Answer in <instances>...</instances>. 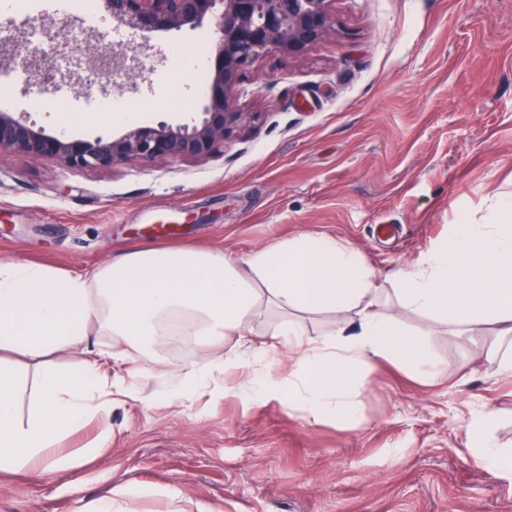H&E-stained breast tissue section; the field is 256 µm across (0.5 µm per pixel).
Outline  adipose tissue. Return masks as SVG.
<instances>
[{"label":"adipose tissue","mask_w":512,"mask_h":512,"mask_svg":"<svg viewBox=\"0 0 512 512\" xmlns=\"http://www.w3.org/2000/svg\"><path fill=\"white\" fill-rule=\"evenodd\" d=\"M399 305L465 329L481 343L494 324L498 366L512 373V195L496 196L491 217L453 224L394 290ZM283 320L251 344L269 311ZM329 313L341 327L308 339L305 316ZM156 351L187 336L203 350L234 338L239 351L178 367L179 399L240 372L235 391L304 410L313 422L360 421L358 374L381 361L427 374L434 364L422 330L404 329L382 303L374 273L349 241L303 233L234 262L195 247L139 248L93 273L0 263V475L63 472L78 458L56 454L73 429L106 421L115 386L96 337ZM80 350L78 363L63 353ZM31 383L28 404L19 391ZM491 415L470 425L473 462L512 479V448L490 437Z\"/></svg>","instance_id":"adipose-tissue-1"}]
</instances>
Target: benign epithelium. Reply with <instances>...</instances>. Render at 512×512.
I'll return each mask as SVG.
<instances>
[{
	"label": "benign epithelium",
	"instance_id": "benign-epithelium-1",
	"mask_svg": "<svg viewBox=\"0 0 512 512\" xmlns=\"http://www.w3.org/2000/svg\"><path fill=\"white\" fill-rule=\"evenodd\" d=\"M333 0H104L112 20L140 32L145 40L161 31L196 28L209 21L213 60L202 116L191 124L139 126L119 137L83 138L49 134L34 121L0 112V154L49 160L67 169H113L159 160L208 161L224 153L258 120L238 104L245 71L267 54L298 60L334 33ZM106 35L87 44L89 70L115 69L125 55L107 48ZM30 77L48 84L50 61L29 54Z\"/></svg>",
	"mask_w": 512,
	"mask_h": 512
}]
</instances>
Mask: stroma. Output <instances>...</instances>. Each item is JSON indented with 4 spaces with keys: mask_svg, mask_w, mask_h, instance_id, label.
Segmentation results:
<instances>
[{
    "mask_svg": "<svg viewBox=\"0 0 512 512\" xmlns=\"http://www.w3.org/2000/svg\"><path fill=\"white\" fill-rule=\"evenodd\" d=\"M334 35L294 62L270 54L247 69L240 104L254 128L223 155L110 170H71L0 155V261L92 270L172 231L176 245L240 260L301 233L357 247L408 328L430 327L429 379L380 362L362 376L361 422L313 423L276 401L200 392L172 400L163 378L116 374L131 391L113 405L111 437L66 473L0 480V512H78L131 480L176 487L181 507L215 512H512V480L474 464L467 431L493 414V438L512 444V374L499 373L495 336L483 347L395 302L398 273L448 227L482 220L512 192V0H334ZM87 38L117 30L76 13L30 18L0 0V31L25 37L31 19ZM181 46L210 48L209 27L143 39L127 31L120 52L137 76L84 71L79 51L57 63L59 86L81 112L87 98H123L142 124L199 119L203 91L173 65ZM9 111L56 133L58 113L29 106L20 64Z\"/></svg>",
    "mask_w": 512,
    "mask_h": 512,
    "instance_id": "1",
    "label": "stroma"
}]
</instances>
